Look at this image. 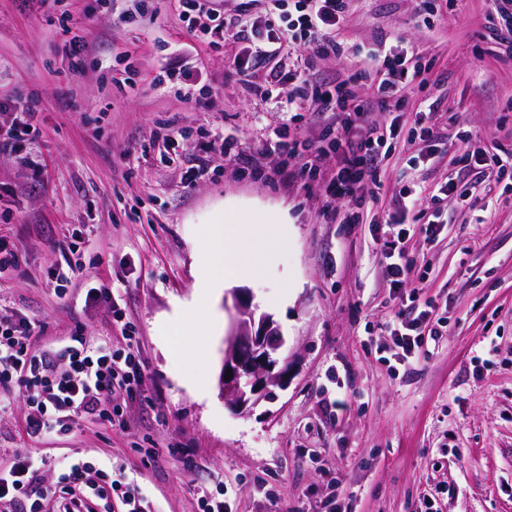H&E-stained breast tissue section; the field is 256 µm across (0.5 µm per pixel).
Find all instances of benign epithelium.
Segmentation results:
<instances>
[{
	"mask_svg": "<svg viewBox=\"0 0 512 512\" xmlns=\"http://www.w3.org/2000/svg\"><path fill=\"white\" fill-rule=\"evenodd\" d=\"M235 309L220 385L224 399L243 414L288 387L290 360L283 357L287 340L271 315L239 300Z\"/></svg>",
	"mask_w": 512,
	"mask_h": 512,
	"instance_id": "benign-epithelium-1",
	"label": "benign epithelium"
}]
</instances>
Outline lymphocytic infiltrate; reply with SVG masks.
<instances>
[{"label": "lymphocytic infiltrate", "instance_id": "obj_1", "mask_svg": "<svg viewBox=\"0 0 512 512\" xmlns=\"http://www.w3.org/2000/svg\"><path fill=\"white\" fill-rule=\"evenodd\" d=\"M350 0H269L264 12H252L241 6L237 15L225 18L217 9V0H175L181 21L197 31L198 38L210 49L224 48L227 38L236 46L229 50L231 65L248 75L258 68L268 74L261 83L245 82L248 95L268 99H286L281 124L273 131L274 148L282 166L299 160L301 168L314 174L321 160L335 153L336 167L322 181L329 197L343 200L344 212L330 209L329 221L356 224L360 213L373 202L382 186L380 168L389 153L388 142L399 134L409 141L421 140L438 146L440 137L424 117H416L408 132L397 125L381 128L371 120L374 111L400 112L407 104L409 91H424L421 72L429 70L430 61L407 49L370 50L368 61L359 65L346 79L317 81L303 70H282L276 59L283 45H304L312 57L338 58L344 48L336 39ZM376 88L368 97L367 88ZM311 101L318 113L345 115L343 127L327 123L318 137H310L303 113L304 101ZM424 190L417 184L403 186L389 220L400 230L396 240L384 241L380 255L384 272L392 288L405 283L410 260L401 241L410 233L432 240L442 227L440 203L424 207ZM111 303L113 317L127 340L125 348L112 349L109 343H90L81 331L64 337L60 346L34 349L36 336L29 319L0 318V391L22 392L31 408L25 432L38 440L67 430L73 418H86L108 428H126V413L112 398L125 394L136 399L145 380V365L130 323H127L111 288L92 286L85 293V309L100 301ZM430 321L429 310L412 313L398 310L390 323V337L398 364L411 365L424 335H438ZM10 470L0 473V501L13 504L14 512H38L36 503L55 497L58 512H96L92 500L111 495L118 512H145L146 502L134 482L122 468L112 471L87 463L66 465L60 481L45 486L39 466L30 448L13 451Z\"/></svg>", "mask_w": 512, "mask_h": 512}]
</instances>
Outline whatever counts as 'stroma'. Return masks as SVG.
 Segmentation results:
<instances>
[{
  "instance_id": "obj_1",
  "label": "stroma",
  "mask_w": 512,
  "mask_h": 512,
  "mask_svg": "<svg viewBox=\"0 0 512 512\" xmlns=\"http://www.w3.org/2000/svg\"><path fill=\"white\" fill-rule=\"evenodd\" d=\"M416 4L352 0L339 37L352 50L399 39L432 58L425 93L443 142L393 144L362 223L332 224L320 177H282L279 154L262 148L280 103L246 97L224 51L202 44L171 0H156L152 20L124 24L112 16L133 0H0V98L34 99L37 112L19 152L0 156V239L20 252L18 267L0 273V317L28 316L48 339L79 327L124 348L108 305L85 311L83 279L58 290L53 272L74 242L69 259L98 284H123L146 365L123 431L81 418L31 443L16 395L0 412V471L30 446L49 484L64 457L117 465L151 512H200L203 490L218 487L229 512H322L331 497L341 512H512V188L457 162L466 147L487 158L512 153V52L490 36L493 0H455L427 22ZM65 11L90 41L79 67L58 24ZM123 57L140 72L132 90L112 81ZM175 65L204 69L212 94L154 86ZM171 122L186 133L173 150L162 139ZM222 131L253 147L251 174L216 155L193 185L182 183ZM413 154L420 163L409 164ZM451 178L472 192L443 201L434 240L406 239L408 278L391 289L373 237L399 231L386 221L394 190L410 181L436 190ZM224 203L288 213L263 229L285 245L261 278L224 287L273 317L292 358L287 388L244 414L222 395L224 337L198 369L199 387L211 391L203 398L183 384L159 333L192 301L197 241ZM410 301L432 304L444 329L425 337L407 370L386 359L385 324Z\"/></svg>"
}]
</instances>
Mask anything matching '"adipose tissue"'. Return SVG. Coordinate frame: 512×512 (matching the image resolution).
Here are the masks:
<instances>
[{
	"label": "adipose tissue",
	"mask_w": 512,
	"mask_h": 512,
	"mask_svg": "<svg viewBox=\"0 0 512 512\" xmlns=\"http://www.w3.org/2000/svg\"><path fill=\"white\" fill-rule=\"evenodd\" d=\"M216 223L222 224L224 233L204 240L203 247L209 255L200 264L197 281V295L194 307L206 311L208 318L199 328L206 338L217 336L222 329V320L215 309L216 301L224 287L225 280H247L255 277L262 259L275 246L274 240L261 236L258 227L262 224H281L285 217L266 211L253 213L251 218L233 208H219L215 214ZM251 240V252H243L241 244Z\"/></svg>",
	"instance_id": "1"
}]
</instances>
